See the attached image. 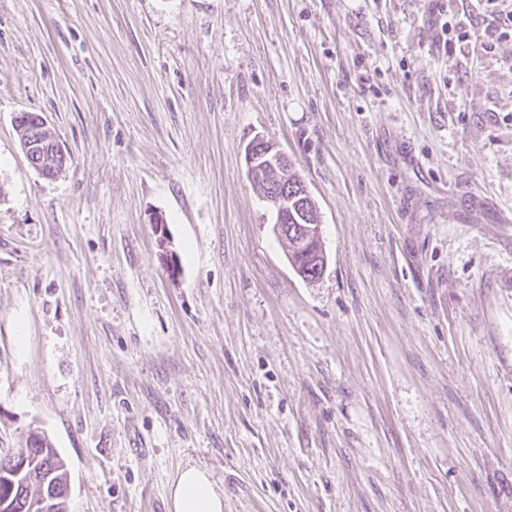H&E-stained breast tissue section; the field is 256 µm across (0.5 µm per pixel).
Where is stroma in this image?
I'll list each match as a JSON object with an SVG mask.
<instances>
[{"label":"stroma","mask_w":512,"mask_h":512,"mask_svg":"<svg viewBox=\"0 0 512 512\" xmlns=\"http://www.w3.org/2000/svg\"><path fill=\"white\" fill-rule=\"evenodd\" d=\"M257 135L318 206L319 280ZM32 429L70 512H170L189 466L224 512H512V29L475 0H0V451ZM26 130L20 134L21 148L25 153L30 165L44 177L45 170L43 166L49 163L46 149L44 148L45 140L33 136L29 139L23 138ZM23 138V139H22ZM276 159H280V161L287 163L288 170V155L274 142L265 139L261 135H257L253 141L246 145L245 163L248 175L251 178H253L255 174L260 171V168L266 164L275 167ZM296 180V172L294 170H288V176L284 177L282 181L277 180L275 183L270 184L269 189L265 194V186L263 185L262 180H258L256 177L253 179L254 184L257 186L259 191L262 192V195L265 194L264 200L268 203V206L274 215V230L276 234L282 238H288V235L292 237L293 228H291L288 233V226L294 225L295 222L292 221L291 224H288L291 216L289 213L288 217L286 216V213L288 212L286 210V203H288V199L292 200L289 206L293 211L295 219L298 221V225H296V236L293 238V249L299 258H311L315 255L317 258L316 262H319L320 259H322L323 266L325 268L326 255L322 244L321 224H317L318 216L314 211L315 205H313L310 200L308 201L306 197L300 196L294 198L298 194L299 188L294 190L290 184L291 182L295 184ZM286 181H288V185H286V188H283ZM287 192L288 198L286 197ZM297 205L298 207H296ZM299 210L302 211V215H299ZM306 213L308 215L307 220L309 222L303 219ZM299 224L303 225L300 226Z\"/></svg>","instance_id":"obj_1"}]
</instances>
